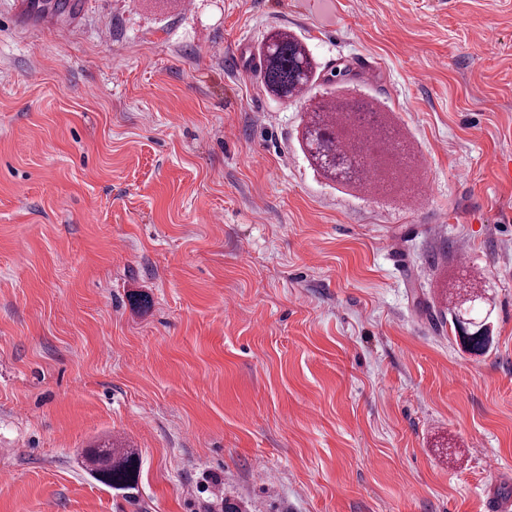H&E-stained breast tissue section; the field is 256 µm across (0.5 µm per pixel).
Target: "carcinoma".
<instances>
[{
    "mask_svg": "<svg viewBox=\"0 0 512 512\" xmlns=\"http://www.w3.org/2000/svg\"><path fill=\"white\" fill-rule=\"evenodd\" d=\"M262 84L268 94L285 100L299 97L317 82L346 80L351 69L345 65L337 73L326 74L296 33L275 28L259 48ZM379 108L368 98H347L331 94L321 98L302 119L299 146L310 166L325 180L363 188L372 193L385 191L397 175L414 169L415 153L404 144L401 129L387 115L378 126H361L352 114ZM483 293L471 292L448 308L451 323L461 346L474 354L485 351L489 336L485 324L471 317ZM83 457L91 476L117 491L136 489L138 456L130 449L104 444L86 448Z\"/></svg>",
    "mask_w": 512,
    "mask_h": 512,
    "instance_id": "obj_1",
    "label": "carcinoma"
}]
</instances>
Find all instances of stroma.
Listing matches in <instances>:
<instances>
[{
	"instance_id": "stroma-1",
	"label": "stroma",
	"mask_w": 512,
	"mask_h": 512,
	"mask_svg": "<svg viewBox=\"0 0 512 512\" xmlns=\"http://www.w3.org/2000/svg\"><path fill=\"white\" fill-rule=\"evenodd\" d=\"M78 2L0 0V512L512 501V0ZM282 26L407 133L395 190L310 167L259 74ZM482 291L485 292V289ZM482 291H467L465 297L455 302L452 307H448L456 337L466 351L474 354L483 353L489 342L485 323H477L471 317L476 305L483 301ZM82 455L91 467V476L101 484L123 492L136 489L138 456L133 450L114 448L108 442L97 448H86Z\"/></svg>"
}]
</instances>
